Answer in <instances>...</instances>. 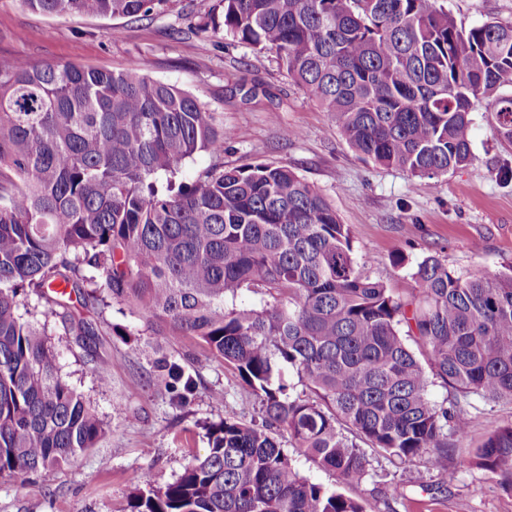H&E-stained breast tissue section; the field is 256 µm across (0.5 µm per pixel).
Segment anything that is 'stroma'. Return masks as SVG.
Masks as SVG:
<instances>
[{
    "instance_id": "1",
    "label": "stroma",
    "mask_w": 512,
    "mask_h": 512,
    "mask_svg": "<svg viewBox=\"0 0 512 512\" xmlns=\"http://www.w3.org/2000/svg\"><path fill=\"white\" fill-rule=\"evenodd\" d=\"M459 27L512 21V0H447ZM219 0H172L151 17L48 16L22 0H0V59L31 65L70 63L118 72L138 59L154 79L177 85L235 132L224 151L229 167L285 163L314 185L348 224L362 271L402 293L411 272L433 255L461 272L495 274L512 266V145L497 139L486 99L475 100L473 162L434 178H413L397 168L364 161L352 151L328 113L304 94L273 56L238 44L223 31H199ZM298 130L287 138L286 129ZM402 265H394V255ZM50 340L69 381L90 401L106 428L96 447L61 471L18 485L0 479V512H121L127 495L145 482H171L190 455L204 454L203 426L230 413L258 418L259 404L237 375L194 340L171 346L196 372L198 390L183 410L172 407L153 380L154 337L127 345L105 337L112 383L99 387L87 352L67 336L59 317L47 318ZM224 391L223 404L209 397ZM474 427L453 438L456 455L472 453L492 429L512 421V405L477 397ZM296 465L310 480L339 487L368 512H512V490L477 466L447 480L421 462L372 459L375 479L340 484L305 457Z\"/></svg>"
}]
</instances>
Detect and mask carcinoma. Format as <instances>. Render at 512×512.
<instances>
[{
	"instance_id": "cac0c4a2",
	"label": "carcinoma",
	"mask_w": 512,
	"mask_h": 512,
	"mask_svg": "<svg viewBox=\"0 0 512 512\" xmlns=\"http://www.w3.org/2000/svg\"><path fill=\"white\" fill-rule=\"evenodd\" d=\"M168 0H22L45 14L143 19ZM224 33L274 54L348 146L411 177L473 161L472 99L512 144V22L457 26L431 0H220ZM233 132L141 62L122 72L0 62V477L72 464L105 434L62 375L29 293L93 350L125 306L167 343L190 337L259 400L261 422L204 426L205 454L130 492L123 512H367L300 474L282 444L340 481L373 477L368 453L425 459L454 480L476 465L512 489V422L448 467L473 396L512 403V273L417 263L413 300L363 275L349 225L286 164L224 168ZM218 162L182 182L199 152ZM244 291L260 305L237 302ZM177 409L197 380L153 361ZM448 391L439 404L429 387ZM362 441L363 449L356 444Z\"/></svg>"
}]
</instances>
